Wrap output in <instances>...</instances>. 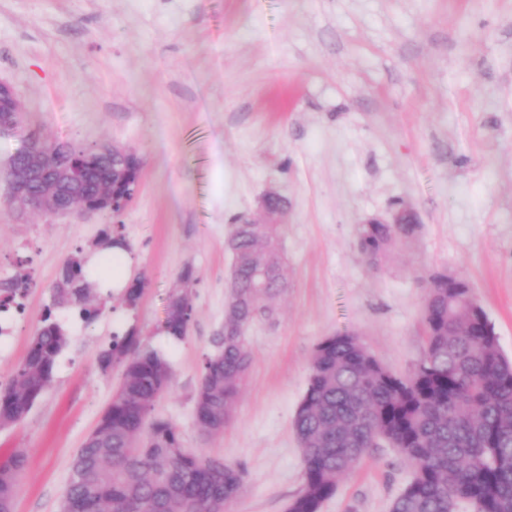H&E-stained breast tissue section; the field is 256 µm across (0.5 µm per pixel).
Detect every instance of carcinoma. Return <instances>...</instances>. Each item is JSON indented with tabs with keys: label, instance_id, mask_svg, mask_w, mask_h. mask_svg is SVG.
<instances>
[{
	"label": "carcinoma",
	"instance_id": "carcinoma-1",
	"mask_svg": "<svg viewBox=\"0 0 512 512\" xmlns=\"http://www.w3.org/2000/svg\"><path fill=\"white\" fill-rule=\"evenodd\" d=\"M116 155L101 154L76 192L93 204L100 190L133 187L136 172L118 170ZM280 224L247 220L231 225L224 241L233 264L227 279L224 330L216 353L206 357L194 394V416L206 435L224 432L253 362L247 332L258 319L272 321V300L288 288ZM123 225L94 244L100 252L129 250ZM418 224H367L360 230L366 264L376 269L397 242L413 239ZM194 274L186 266L169 295L157 331L174 340L187 333L194 305ZM28 277L17 274L0 288V310H24ZM421 319L424 355L406 376L386 368L357 335L321 341L309 360L306 391L293 427L302 454V485L287 512H320L340 479L379 442L412 465L390 512H512V361L500 351L487 315L468 288L448 287V271L424 279ZM144 283L130 282L120 295L137 309ZM77 309L87 323L105 298L79 251L63 264L25 362L0 388V429L23 420L51 383L69 337L56 310ZM102 373L122 369V380L96 428L75 457L61 506L65 512H230L244 470L222 457L183 447L178 428L152 416L169 393L173 371L165 356L136 329L115 333L98 356ZM27 456L0 461V512H12L17 478Z\"/></svg>",
	"mask_w": 512,
	"mask_h": 512
}]
</instances>
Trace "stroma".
Wrapping results in <instances>:
<instances>
[{
	"mask_svg": "<svg viewBox=\"0 0 512 512\" xmlns=\"http://www.w3.org/2000/svg\"><path fill=\"white\" fill-rule=\"evenodd\" d=\"M0 79L51 141L110 142L142 159L120 217L0 206V281L25 272L24 311L0 338V384L27 356L64 261L121 222L137 310L92 323L58 314L70 344L28 415L0 429V459L24 452L15 512H59L72 459L112 400L121 370L97 357L137 328L173 367L154 412L184 447L243 467L231 512H286L302 483L292 423L308 361L334 334H356L388 369L424 352L422 281L466 279L512 358V0H0ZM288 201L289 286L276 322L249 330L254 359L234 418L204 437L193 397L224 328L231 257L224 240L261 201ZM415 210L418 236L370 269L368 219ZM192 266L194 316L182 341L157 333L166 298ZM412 474L380 444L320 512H390Z\"/></svg>",
	"mask_w": 512,
	"mask_h": 512,
	"instance_id": "obj_1",
	"label": "stroma"
}]
</instances>
